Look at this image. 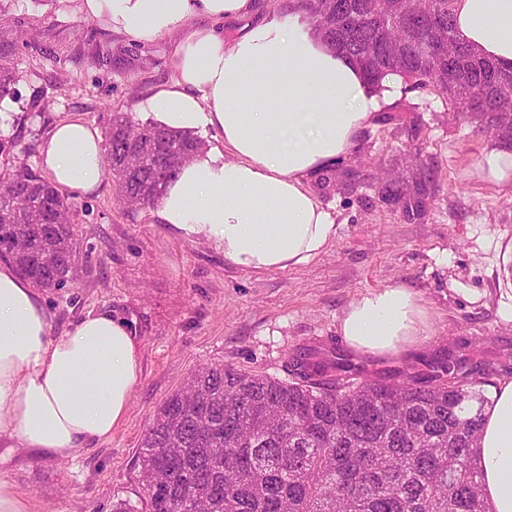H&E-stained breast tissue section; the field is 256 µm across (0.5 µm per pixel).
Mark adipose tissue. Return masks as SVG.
I'll return each instance as SVG.
<instances>
[{
	"label": "adipose tissue",
	"instance_id": "1",
	"mask_svg": "<svg viewBox=\"0 0 512 512\" xmlns=\"http://www.w3.org/2000/svg\"><path fill=\"white\" fill-rule=\"evenodd\" d=\"M253 0H85L135 40L172 31L175 78L142 108L153 124L196 133L212 128L223 148L202 150L170 181L161 223L204 236L226 262L254 273L303 266L337 235L332 214L305 185L354 149L378 112L401 93L397 73L373 82L328 47L303 10L271 13L233 42L190 27L250 11ZM455 35L482 57L512 67V0H454ZM288 104L285 112L273 111ZM103 137L79 116L58 122L40 164L58 187L95 190L106 174ZM419 295L400 284L364 293L340 320L349 348L398 354L431 333ZM141 377L138 347L109 312H88L61 335L36 288L0 264V439L57 459L109 440ZM473 454L492 512H512V380L500 382L483 411Z\"/></svg>",
	"mask_w": 512,
	"mask_h": 512
}]
</instances>
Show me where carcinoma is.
<instances>
[{
  "instance_id": "1",
  "label": "carcinoma",
  "mask_w": 512,
  "mask_h": 512,
  "mask_svg": "<svg viewBox=\"0 0 512 512\" xmlns=\"http://www.w3.org/2000/svg\"><path fill=\"white\" fill-rule=\"evenodd\" d=\"M401 2L405 10L390 16L395 0H301L323 41L369 80L400 73L512 148V70L456 38L453 0ZM440 34L453 41L443 55L413 50ZM15 83V71L0 65V101ZM419 133L412 121L394 127L409 143ZM105 139L116 195L132 211L154 207L202 145L127 112L112 113ZM3 182L15 201L0 205V260L43 291L78 280L67 199L24 165ZM439 182L435 163L401 177L360 166L330 171L317 188L356 196L368 187L416 222ZM496 373L488 364L475 373L450 354L391 379L359 380L345 360L309 354L293 359L289 381L203 367L160 405L138 448L147 512H490L471 449L482 386Z\"/></svg>"
}]
</instances>
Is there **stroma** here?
<instances>
[{
	"instance_id": "1",
	"label": "stroma",
	"mask_w": 512,
	"mask_h": 512,
	"mask_svg": "<svg viewBox=\"0 0 512 512\" xmlns=\"http://www.w3.org/2000/svg\"><path fill=\"white\" fill-rule=\"evenodd\" d=\"M180 33L133 41L87 15L83 0H0V65L18 76L0 101V175L23 162L39 169L43 139L57 121L81 115L104 128L112 112L147 117L141 105L174 77ZM417 119L422 159L439 164L440 187L426 217L404 221L390 206L337 192L318 193L338 233L308 264L268 273L241 270L201 237L161 224L154 210L126 211L111 178L91 192L66 191L73 206L81 278L44 292L62 334L90 311H109L135 336L141 379L110 440L68 460L0 444V475L26 496L31 512H112L144 507L137 449L155 411L184 379L221 364L287 379L292 357L337 355L359 379L426 369L443 353L493 363L512 377V184L486 178L480 161L491 143L458 122L443 98L403 90L392 105ZM393 126L377 122L358 144L361 158L395 163L406 150ZM401 284L428 308L434 334L395 357L349 349L340 319L364 291Z\"/></svg>"
}]
</instances>
